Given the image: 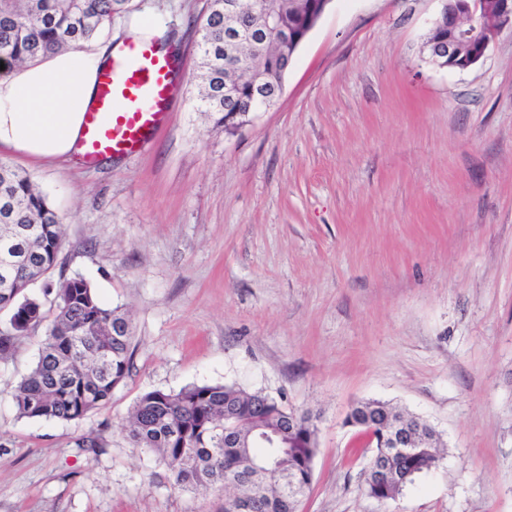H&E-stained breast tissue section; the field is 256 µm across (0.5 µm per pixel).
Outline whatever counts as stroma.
I'll use <instances>...</instances> for the list:
<instances>
[{"instance_id":"obj_1","label":"stroma","mask_w":512,"mask_h":512,"mask_svg":"<svg viewBox=\"0 0 512 512\" xmlns=\"http://www.w3.org/2000/svg\"><path fill=\"white\" fill-rule=\"evenodd\" d=\"M183 59L166 127L109 164L0 151L62 218L48 280L128 311L132 366L77 421L18 416L40 334L0 361V512H224L127 436L145 392L233 384L318 416L299 512H512V33L429 63L437 0H332L276 104L225 134L198 108L207 0H133ZM427 420L446 451L396 500L363 489L350 407ZM95 440L92 448L82 439Z\"/></svg>"}]
</instances>
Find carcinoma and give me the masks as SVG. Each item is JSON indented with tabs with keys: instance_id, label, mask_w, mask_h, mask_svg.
Instances as JSON below:
<instances>
[{
	"instance_id": "obj_1",
	"label": "carcinoma",
	"mask_w": 512,
	"mask_h": 512,
	"mask_svg": "<svg viewBox=\"0 0 512 512\" xmlns=\"http://www.w3.org/2000/svg\"><path fill=\"white\" fill-rule=\"evenodd\" d=\"M131 0H0V64L10 70L48 52L80 48L101 26L128 8ZM238 17L257 21L267 4L278 26L306 33L299 0H233ZM198 101L232 133L239 113L251 104V78L258 73L271 89L282 90L288 56L271 33L239 72L224 71V8L212 9L200 24ZM238 97L224 100V80ZM62 219L31 180L0 163V310L11 311L0 326V359L17 342L45 326L38 359L16 387L21 417L76 421L106 405L128 375L133 326L128 316L104 307L82 277L58 287L47 283L50 307L27 289L54 267L62 247ZM400 418V432L421 431L405 448L389 445L385 413ZM346 424L373 436L371 464L364 471L366 494L382 504L396 499L416 476L435 468L439 434L426 421L381 401H360ZM128 437L156 452L179 489H201L237 498L258 497L252 512H297L310 492L318 451L317 415L299 412L260 392L233 385H191L178 392L153 390L135 402ZM276 440L261 446L260 435Z\"/></svg>"
}]
</instances>
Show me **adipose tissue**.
I'll return each mask as SVG.
<instances>
[{
    "label": "adipose tissue",
    "mask_w": 512,
    "mask_h": 512,
    "mask_svg": "<svg viewBox=\"0 0 512 512\" xmlns=\"http://www.w3.org/2000/svg\"><path fill=\"white\" fill-rule=\"evenodd\" d=\"M109 44L48 54L0 76V148L33 159H74Z\"/></svg>",
    "instance_id": "1"
}]
</instances>
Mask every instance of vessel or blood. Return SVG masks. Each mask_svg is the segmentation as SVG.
Returning <instances> with one entry per match:
<instances>
[{"mask_svg":"<svg viewBox=\"0 0 512 512\" xmlns=\"http://www.w3.org/2000/svg\"><path fill=\"white\" fill-rule=\"evenodd\" d=\"M178 60L143 41L125 52L98 76L97 102L86 112L83 162L140 151L170 121Z\"/></svg>","mask_w":512,"mask_h":512,"instance_id":"1","label":"vessel or blood"}]
</instances>
